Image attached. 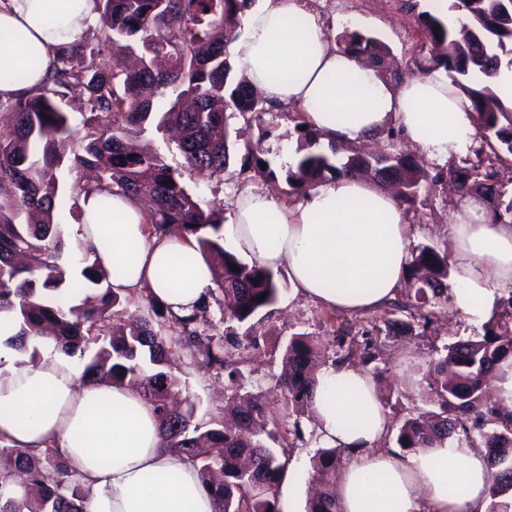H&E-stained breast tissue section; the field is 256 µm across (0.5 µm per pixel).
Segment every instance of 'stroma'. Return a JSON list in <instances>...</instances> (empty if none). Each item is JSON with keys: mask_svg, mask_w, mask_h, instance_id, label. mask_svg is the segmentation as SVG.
I'll return each mask as SVG.
<instances>
[{"mask_svg": "<svg viewBox=\"0 0 512 512\" xmlns=\"http://www.w3.org/2000/svg\"><path fill=\"white\" fill-rule=\"evenodd\" d=\"M306 10L317 13L324 22L330 37H337L346 30H356L380 39L388 45L398 60H406L416 52L417 25L411 13L402 10L399 0H301ZM298 111L283 107L263 115L262 125L245 130L248 139L257 138L260 129H268L264 142L273 168L291 162L297 146ZM241 151H234L224 175L208 181H187V189L206 208H223L226 201L240 192L252 189L274 196L289 204L294 195L285 177L270 181L251 174L240 173ZM460 204L451 184L437 186L422 194L416 216L410 217V242L444 246L450 243V226ZM280 293L276 305L271 307L263 322L267 338L260 349L253 353L248 365L249 384L260 385L269 414L279 417L284 408L283 394L278 386L281 348L284 341L295 333H308L333 347L334 339L341 330L355 332L381 324L384 308L354 313L329 309L319 302L303 297L291 288L284 273H277ZM437 319L423 336H391L384 333L375 337L381 353L379 367L384 368L383 380L378 393L389 421L404 418L408 408L418 404L419 385L444 344L480 334L483 321H471L455 305L447 301L436 307ZM174 373L182 381V393L196 407V418H209L223 413L233 398L226 387L225 378L216 371H209L190 364L183 352L174 355ZM303 428L310 439L307 444L292 450L291 463L286 480L294 485L299 494L308 490L311 459L324 442L317 433L313 420L303 419Z\"/></svg>", "mask_w": 512, "mask_h": 512, "instance_id": "1", "label": "stroma"}]
</instances>
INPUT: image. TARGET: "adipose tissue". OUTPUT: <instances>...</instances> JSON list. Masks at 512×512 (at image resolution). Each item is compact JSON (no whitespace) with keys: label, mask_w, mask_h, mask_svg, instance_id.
Listing matches in <instances>:
<instances>
[{"label":"adipose tissue","mask_w":512,"mask_h":512,"mask_svg":"<svg viewBox=\"0 0 512 512\" xmlns=\"http://www.w3.org/2000/svg\"><path fill=\"white\" fill-rule=\"evenodd\" d=\"M55 20H48V11ZM98 20L88 0H0V64L26 67L25 80L0 81V98L26 96L51 66L55 47ZM238 72L273 108L292 106L308 127L334 141L399 128L430 160L464 152L476 128L468 97L433 72L392 84L339 51L300 0H260L230 46ZM224 239L232 251L284 269L303 296L337 311L382 306L400 286L409 248L408 216L388 193L362 180L326 179L291 205L261 191L231 202ZM80 237L90 241L112 286L129 295L150 288L176 312L207 300L214 282L193 237L150 232L142 206L122 195L81 202ZM450 264L461 312L482 318L512 291V224H493L467 200L451 226ZM0 316V439L22 449L55 446L81 478L87 512H214L197 471L162 448L151 407L131 389L80 383L71 363L52 356L14 363ZM313 416L322 438L350 450L339 478L342 512H485L491 483L481 447L454 441L407 456L381 448L388 424L374 384L354 367L326 366Z\"/></svg>","instance_id":"obj_1"}]
</instances>
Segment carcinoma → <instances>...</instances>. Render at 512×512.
<instances>
[{
    "instance_id": "cac0c4a2",
    "label": "carcinoma",
    "mask_w": 512,
    "mask_h": 512,
    "mask_svg": "<svg viewBox=\"0 0 512 512\" xmlns=\"http://www.w3.org/2000/svg\"><path fill=\"white\" fill-rule=\"evenodd\" d=\"M255 0H93L99 13L98 36H81L55 51L45 84L16 99H0V314H9L18 327L6 344L22 354L38 338L51 336L56 351L83 364L82 382L107 380L135 390L152 408L161 432V447L183 457L198 472L215 502V512H279L280 484L288 467V449L275 448L279 426L268 415L260 395L246 392L229 416L195 420L194 404L179 409L171 400L181 390L173 373L175 339L190 360L224 371L228 387L244 388L247 356L259 346L260 314L278 297L274 272L241 262L224 247V212L204 209L183 184L184 175L200 180L224 174L230 153L231 120L246 125L271 111L266 100L235 80L229 45L239 37L245 11ZM413 3L402 9L415 14L423 46L438 54H413L404 67L385 70L387 48L358 31H344L337 46L380 73L401 79L414 72L443 70L469 97L477 129L476 160L468 158L430 172L414 159L394 150L377 156L354 152L340 161L336 151L317 149L318 136L300 132L295 164L286 180L298 196L318 181L332 177L361 178L381 189L395 182L403 188L396 200L409 212L420 194L449 179L459 197H475L489 211L493 224L512 223V190L499 180L498 167L512 161V100L497 85L502 66L512 67V29L501 18L512 13V0H448V10L463 19L460 31ZM113 52V65L101 57ZM81 86L87 93L90 116L79 128L69 124L60 108L67 91ZM149 89L164 96L176 93L170 107L158 113ZM174 128L176 149L183 162L174 167L158 152L138 149L130 140L146 130ZM261 134L244 144L240 172L271 177L275 170L265 158ZM94 169L97 180L75 181L76 196L92 193L148 198L146 223L155 232L170 227L195 237L199 250L212 263L215 288L231 301L224 309V332L202 320L209 302L186 315H177L157 302L144 287L147 314L112 325L121 296L112 288V273L93 259L95 248L80 241L74 250L57 213L56 170ZM266 168H261L260 163ZM448 248L414 246L402 280L415 288L392 310L400 317L384 326L411 331L427 327L432 308L448 299ZM258 283H253V280ZM264 300H259L260 295ZM355 339L336 338L333 365L354 357ZM322 340L297 334L282 346V386L286 410L293 419V440L306 443L300 418L312 411L317 385L313 363ZM512 356V297L499 306L483 334L443 346L428 379L421 405L409 410L397 429L395 442L403 450L438 448L449 440L487 448L492 485L485 512H512V412L485 400L484 387L498 363ZM379 359L377 347L364 341L361 360ZM345 448H320L312 458L317 492L306 512H340L336 479L349 463ZM10 468L0 471L6 482L25 477L29 489L20 498L0 504V512H86L79 478L69 470L56 448L37 453L0 446Z\"/></svg>"
}]
</instances>
